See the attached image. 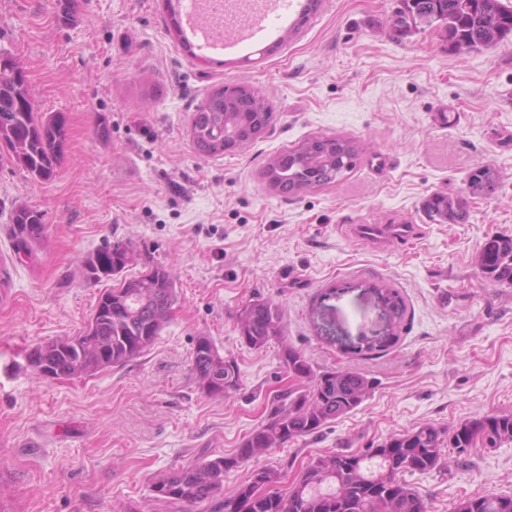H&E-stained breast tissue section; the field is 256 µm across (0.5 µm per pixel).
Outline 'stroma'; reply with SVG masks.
Returning a JSON list of instances; mask_svg holds the SVG:
<instances>
[{"label": "stroma", "mask_w": 512, "mask_h": 512, "mask_svg": "<svg viewBox=\"0 0 512 512\" xmlns=\"http://www.w3.org/2000/svg\"><path fill=\"white\" fill-rule=\"evenodd\" d=\"M399 0H318L304 20H276L260 40L199 57L174 0H0V51L27 71L34 107L64 113L68 135L52 178L0 155V512H175L153 498L154 478L210 455L233 454L295 386L277 344H241L235 314L259 298L282 308L285 333L319 369L351 367L373 393L317 435L232 471L359 452L420 423L455 425L512 412V286L493 285L474 257L512 235V37L452 50L438 26L396 41ZM247 85L273 109L244 147L198 155L197 107L223 85ZM107 136H100V124ZM323 135L361 146L339 183L286 198L263 171L270 159ZM499 183L463 224H435L425 201L464 191L470 171ZM43 213L46 240L19 262L9 216ZM354 224H413L409 242L372 247ZM123 239L172 270L178 300L141 356L94 376H39L25 355L79 334L104 284L83 259ZM407 311L392 328L380 294ZM398 340L386 344L390 332ZM230 353L240 387L204 396L192 371L198 337ZM406 480L450 512L458 496L512 494V444L453 456Z\"/></svg>", "instance_id": "35a3bbf8"}]
</instances>
